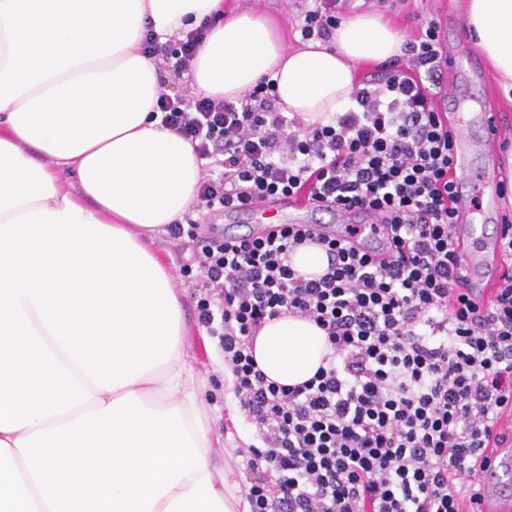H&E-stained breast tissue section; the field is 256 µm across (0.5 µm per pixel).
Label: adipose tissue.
<instances>
[{"label":"adipose tissue","mask_w":512,"mask_h":512,"mask_svg":"<svg viewBox=\"0 0 512 512\" xmlns=\"http://www.w3.org/2000/svg\"><path fill=\"white\" fill-rule=\"evenodd\" d=\"M189 77L237 102L262 77L279 111H345L361 63L400 55L373 13L288 48L224 0H0V512H249L211 461L182 293L150 244L192 212L204 174L161 124L160 56L200 26ZM465 26L512 84V0H467ZM328 352L314 322L267 321L253 355L295 386Z\"/></svg>","instance_id":"obj_1"}]
</instances>
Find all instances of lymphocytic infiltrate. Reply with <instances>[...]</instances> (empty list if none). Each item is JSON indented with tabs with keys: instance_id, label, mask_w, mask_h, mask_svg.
Here are the masks:
<instances>
[{
	"instance_id": "1",
	"label": "lymphocytic infiltrate",
	"mask_w": 512,
	"mask_h": 512,
	"mask_svg": "<svg viewBox=\"0 0 512 512\" xmlns=\"http://www.w3.org/2000/svg\"><path fill=\"white\" fill-rule=\"evenodd\" d=\"M338 0H310L303 40L329 41ZM198 28L172 44L146 34L141 51L189 71ZM440 26L405 39L402 56L360 81L347 111L290 129L262 78L239 104L161 95L164 126L218 167L195 208L307 196L325 208L382 216V258L322 237L328 268L307 279L289 263L310 239L302 224L264 237L204 238L195 221L170 235L198 249L205 282L198 319L218 336L241 411L258 441L245 451L258 479L251 512H461L477 504L473 477L496 422L512 406V279L489 303L462 286L452 245L453 133L436 100L448 85ZM193 267V268H196ZM193 268L184 267V274ZM290 314L322 328L331 349L314 377L285 387L257 368L266 321Z\"/></svg>"
}]
</instances>
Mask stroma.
<instances>
[{
	"instance_id": "1",
	"label": "stroma",
	"mask_w": 512,
	"mask_h": 512,
	"mask_svg": "<svg viewBox=\"0 0 512 512\" xmlns=\"http://www.w3.org/2000/svg\"><path fill=\"white\" fill-rule=\"evenodd\" d=\"M224 4L237 10L260 7L277 19L289 47L300 46L298 27L303 20L304 0H224ZM464 6L465 0H346L341 14L346 17L375 11L392 20L406 35L424 27L428 20L439 21L443 42L453 53L464 57L474 46L463 29ZM481 69L478 77L467 71L456 77L457 82L464 84L469 102L490 99L497 111L512 119V91L503 87L489 64H482ZM153 247L172 272L177 273V283L184 290L185 342L194 374L207 385L204 399L212 428V460L226 468L230 484L239 492H247L255 475L247 469L243 451L253 444L256 430L240 412L236 401L228 399L222 370L224 352L218 337L209 335L198 321L195 295L204 279L197 271L188 278L180 276L182 265L192 259V251L183 241L162 232L155 236Z\"/></svg>"
}]
</instances>
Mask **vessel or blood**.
Returning <instances> with one entry per match:
<instances>
[{"instance_id":"b4317fda","label":"vessel or blood","mask_w":512,"mask_h":512,"mask_svg":"<svg viewBox=\"0 0 512 512\" xmlns=\"http://www.w3.org/2000/svg\"><path fill=\"white\" fill-rule=\"evenodd\" d=\"M449 115L457 136L453 148V167L458 175L456 195L459 199V220L453 227V238L463 259V276L473 295L489 300L503 283L508 271L502 256L499 239L479 244L475 241L477 220H491L500 211L501 195L498 189V172L495 164L477 168L473 158L480 153H489L498 148L502 141V124L497 112L489 105H481L478 113H470L464 97L458 89L448 91ZM481 123L485 137L473 140L468 128L473 123ZM310 205L303 198L284 197L273 203L247 206V213L265 215L270 211L287 214L289 223L309 224ZM377 215L352 209L336 214V222L331 226L309 224L313 235H333L343 237L349 224H375ZM486 463L476 471L481 483L483 498L481 512H512V445H490L483 451Z\"/></svg>"}]
</instances>
